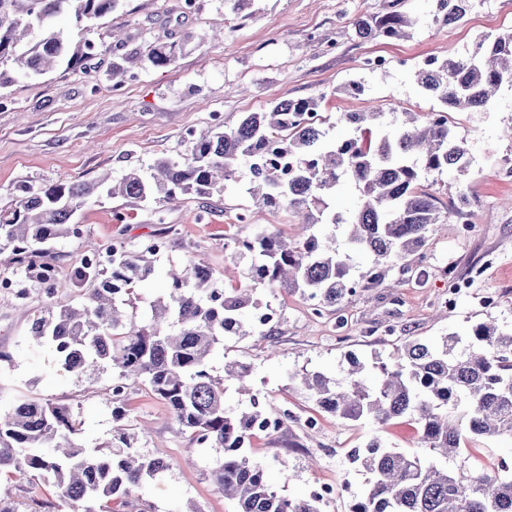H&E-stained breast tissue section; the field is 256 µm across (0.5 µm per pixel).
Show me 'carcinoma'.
I'll return each mask as SVG.
<instances>
[{"mask_svg": "<svg viewBox=\"0 0 512 512\" xmlns=\"http://www.w3.org/2000/svg\"><path fill=\"white\" fill-rule=\"evenodd\" d=\"M120 0H0V90L15 78L37 77L70 67L92 55L94 46L79 35L66 36L55 19L69 14L74 26L106 17ZM473 0H434L433 22L458 24ZM405 0H383L374 13L354 22L359 39H400L419 19L404 11ZM186 31L171 43L142 54L133 49L112 66L120 86L127 72L169 66L180 50L194 42ZM463 57H433L415 70L420 93L440 103L435 112H404L387 125L384 113L349 112L343 120L349 138L329 141L322 126H304L301 112H317L314 98L281 101L259 112H245L234 128L195 140L179 160L159 158L146 176L132 168L121 178L18 188L10 210L0 209V251L11 250L10 267L42 280L53 266L41 248L47 240L75 235L74 209L105 195L174 204L180 197H208L224 191V182L246 170L243 188L263 202L285 207L300 218L309 235L289 241L246 220L224 234V250L250 258V278L270 291L298 292L315 313L354 295L359 281L375 288L397 270L404 275L423 259V249L440 223L435 196L425 182L444 172H467L469 153L448 125V112H485L498 93L512 88V30L491 40L481 37ZM288 154V177L268 159ZM343 182L357 192L348 212L330 207L325 197ZM319 225L343 227L346 250L333 233L317 236ZM365 254L370 266L355 279L351 254ZM151 242L136 251L112 245L111 278L81 260L78 284L92 282L85 303L49 307L33 318L29 335L49 349L62 367L77 376L108 363L117 379L112 402L125 408L127 381H140L164 402L173 419L190 431L200 448H221L224 459L209 478L239 512H320L319 500L287 498L270 485L267 469L251 460L246 448L254 427L266 423L257 395L249 406L224 405L229 387L244 389L250 366L224 362V377L211 373L210 362L224 340L266 336L254 321L259 304L254 288H219L211 270L192 256L166 273L164 295L152 301L145 320L127 321L123 306L150 273L146 256ZM301 384L316 406L340 420L370 419L383 427L405 418L413 424L426 452L385 448L374 439L354 458L371 475L368 488L351 512H512V476L505 461L496 465L451 468L469 440L512 438V331L494 322L472 327L467 338L456 334L436 344L407 341L391 360L369 364L348 356L340 376L305 372ZM79 428L71 409L56 403L24 399L0 413V472H18L32 480H52L69 512H145L133 503L134 492L167 470L159 459L123 447L102 456L75 442Z\"/></svg>", "mask_w": 512, "mask_h": 512, "instance_id": "obj_1", "label": "carcinoma"}]
</instances>
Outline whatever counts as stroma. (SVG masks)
I'll list each match as a JSON object with an SVG mask.
<instances>
[{"label": "stroma", "mask_w": 512, "mask_h": 512, "mask_svg": "<svg viewBox=\"0 0 512 512\" xmlns=\"http://www.w3.org/2000/svg\"><path fill=\"white\" fill-rule=\"evenodd\" d=\"M379 7L380 0H251L234 14L224 0H197L192 12L183 9L182 0H122L109 16L84 28L83 37L98 50L79 68L22 78L0 91V209L15 207L14 187L20 182L37 187L89 182L104 172L117 177L148 167L160 157L177 159L194 139L236 126L243 113L280 101L320 99L336 139L350 134L340 120L346 112L432 111L437 103L418 91L416 65L433 56L459 57L476 38L512 29V0H473L466 18L446 27L428 20L429 0H406L407 13L423 19L410 37L356 38L353 20ZM185 29L197 41L176 63L146 66L114 90L112 67L126 53L176 41ZM371 56L389 59L385 74L364 69ZM353 80L362 81V95L345 93ZM448 119L467 143L470 167L461 176H438L436 204L448 210L461 189L469 204L461 217L439 225L419 268L399 284L389 278L376 288H358L350 303L320 317L299 294L258 290L260 301L280 313L275 330L265 338L231 339L225 354L211 362L219 377L225 359L252 364L262 407L288 420L280 431L253 438L249 453L267 467L274 489L284 496H308L315 483L335 485V498L322 503L321 512H349L353 498L365 490L369 476L351 464L352 450L375 437L389 448L420 453L424 447L412 425L401 420L380 428L317 412L300 383L289 380L290 372L335 376L351 353L363 360L376 354L388 358L405 340L464 336L489 320L512 328V138L501 134L512 125V89L503 90L490 111L452 112ZM245 209L254 223L273 225L286 238L299 232L290 211L270 210L233 188L205 198L188 196L174 206L151 199L88 202L71 217L82 225V236L49 244L61 283L56 300L82 301L84 289L69 281L88 246L135 244L157 235L167 249L149 257L151 272L128 306L132 317L141 318L160 295L164 272L190 251L213 269L219 287H239L249 262L228 258L224 233ZM466 220L482 225V233L463 237ZM454 279L471 286L449 306L445 297ZM488 292L498 297L491 309L480 303ZM50 301L31 281L25 299L0 306V353L10 356L0 361V409L26 397L67 405L80 423L77 443L102 455L111 453L119 432L138 434L142 454L169 464L141 493L147 512H180L189 504L198 512H237L236 503L208 477L222 451L198 447L144 385L130 384L129 411L116 419L111 371L94 368L78 377L57 364L51 351L32 345L29 323ZM2 498L18 503L19 512H65L53 483L16 473L0 474Z\"/></svg>", "instance_id": "stroma-1"}]
</instances>
